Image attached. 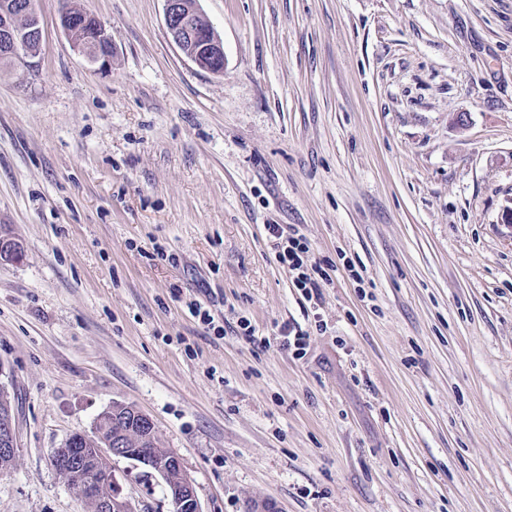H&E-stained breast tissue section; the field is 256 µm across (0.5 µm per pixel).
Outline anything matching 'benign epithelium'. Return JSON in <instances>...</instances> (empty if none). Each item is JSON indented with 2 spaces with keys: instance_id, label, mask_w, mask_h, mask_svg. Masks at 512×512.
I'll return each instance as SVG.
<instances>
[{
  "instance_id": "obj_1",
  "label": "benign epithelium",
  "mask_w": 512,
  "mask_h": 512,
  "mask_svg": "<svg viewBox=\"0 0 512 512\" xmlns=\"http://www.w3.org/2000/svg\"><path fill=\"white\" fill-rule=\"evenodd\" d=\"M164 22L169 39L199 68L211 73L224 72V46L213 26L198 5L191 7L185 0H164ZM60 27L70 37L74 49L85 59L105 69L112 61V35L103 25L85 30V11L66 6L59 17ZM43 40L41 23L36 16L34 0H26L18 12L0 13V56L22 57L29 67H36L30 42L20 36ZM23 257V245L14 238L0 235V263H15ZM6 386L0 382V457L14 458L17 448V429L13 407ZM138 419L139 437L131 439L124 429L112 436L110 428L118 425L113 411L101 413L90 434L74 433L56 449L53 465L56 470L82 474H97L94 480L79 483L83 497L94 502L97 512H134V507L112 480L109 461L122 458L135 462L168 479L169 473H180L178 483H167L169 495L178 502L183 512H202L194 485L187 476L184 463L177 455L156 458L151 442L157 430L153 420L142 412Z\"/></svg>"
}]
</instances>
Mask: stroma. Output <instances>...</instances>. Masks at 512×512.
<instances>
[{
  "label": "stroma",
  "instance_id": "obj_1",
  "mask_svg": "<svg viewBox=\"0 0 512 512\" xmlns=\"http://www.w3.org/2000/svg\"><path fill=\"white\" fill-rule=\"evenodd\" d=\"M72 3L110 67L63 0H35V70L0 65V233L24 247L0 264V512H92L52 456L117 403L203 512H512V0H198L220 74L164 0ZM269 224L306 237L318 303ZM111 470L172 512L159 476ZM67 6L61 11L59 22L62 30L70 37L74 49L99 69H106L112 61V35L100 23L93 30H84L87 24L85 11L77 12L76 7ZM82 19V22L80 20ZM185 1H194L189 7ZM164 22L169 39L199 68L224 71V46L197 0H164ZM6 386L0 382V457H15L17 429L13 407Z\"/></svg>",
  "mask_w": 512,
  "mask_h": 512
}]
</instances>
